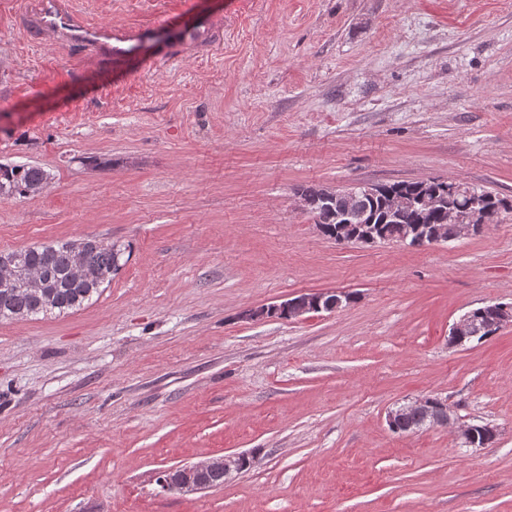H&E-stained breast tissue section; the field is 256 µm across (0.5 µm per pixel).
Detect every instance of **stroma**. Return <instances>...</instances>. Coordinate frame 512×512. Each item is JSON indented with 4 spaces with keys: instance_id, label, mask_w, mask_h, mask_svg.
Segmentation results:
<instances>
[{
    "instance_id": "obj_1",
    "label": "stroma",
    "mask_w": 512,
    "mask_h": 512,
    "mask_svg": "<svg viewBox=\"0 0 512 512\" xmlns=\"http://www.w3.org/2000/svg\"><path fill=\"white\" fill-rule=\"evenodd\" d=\"M0 0V164L49 175L0 198V251L94 238L121 267L79 310L0 321V512H512V212L413 248L340 245L303 188L466 183L512 199V7L504 0H83L97 20H224L170 67L151 51L74 70ZM355 303L247 322L302 292ZM491 424L396 434L422 397ZM257 452L223 486L157 471ZM489 305L472 309L477 317H474V313L469 311L462 315L451 327L449 332V344L452 346H461L465 340L477 337L481 333L505 326L512 325V306L508 304L498 305L496 312L491 316L486 317L484 322H479L480 312L482 310H488Z\"/></svg>"
}]
</instances>
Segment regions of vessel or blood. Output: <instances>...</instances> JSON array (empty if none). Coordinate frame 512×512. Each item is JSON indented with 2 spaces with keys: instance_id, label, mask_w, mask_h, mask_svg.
I'll return each mask as SVG.
<instances>
[{
  "instance_id": "1",
  "label": "vessel or blood",
  "mask_w": 512,
  "mask_h": 512,
  "mask_svg": "<svg viewBox=\"0 0 512 512\" xmlns=\"http://www.w3.org/2000/svg\"><path fill=\"white\" fill-rule=\"evenodd\" d=\"M16 27L25 38L97 66L111 64L146 46L157 48L160 58L168 61L185 52L212 48L223 36L217 20L192 19L176 29L155 22L104 23L91 17L79 0H30L18 14Z\"/></svg>"
}]
</instances>
